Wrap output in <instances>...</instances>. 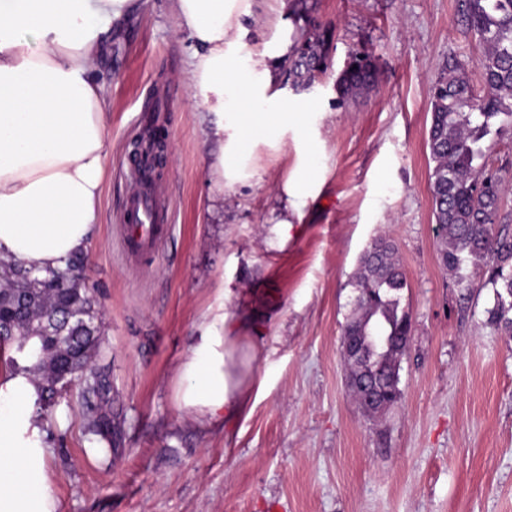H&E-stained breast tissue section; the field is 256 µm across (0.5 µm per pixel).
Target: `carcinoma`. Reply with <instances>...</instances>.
<instances>
[{"mask_svg": "<svg viewBox=\"0 0 512 512\" xmlns=\"http://www.w3.org/2000/svg\"><path fill=\"white\" fill-rule=\"evenodd\" d=\"M306 2H294L303 25L286 69L298 92L308 90L314 72L325 69L330 40L329 32L310 16ZM462 13L482 46L477 60L482 89L474 91L465 68L455 60L431 88L427 145L433 163L430 181L439 261L462 288L471 287L473 269H484L483 286L492 289L494 297L488 319L511 336L512 235L494 231L501 223L504 181L487 169L485 139L497 123L512 126V0H463ZM350 59L352 66L337 81L341 99L362 94L375 82L376 64L369 53L356 52ZM83 266L84 256L75 257L67 269L55 273L57 284L46 285L30 271L1 262L0 328L10 327L13 334L1 337L0 345L9 347L11 367L39 373V402L44 408L52 407L64 392L62 377L75 378L86 404L85 432L106 457L112 454L117 427L112 411L101 405L110 393V382L97 365L101 325L94 297L83 282ZM349 286L354 296L343 335L358 337L362 354L359 362L349 359L347 365L361 381L386 394L389 408L401 399L391 373L407 350L402 337L412 323L401 307L407 280L395 245L384 236L374 239L361 254ZM69 310L85 313L87 322L66 321ZM43 317L60 322L61 340L35 335ZM31 360L33 366L26 367Z\"/></svg>", "mask_w": 512, "mask_h": 512, "instance_id": "obj_1", "label": "carcinoma"}]
</instances>
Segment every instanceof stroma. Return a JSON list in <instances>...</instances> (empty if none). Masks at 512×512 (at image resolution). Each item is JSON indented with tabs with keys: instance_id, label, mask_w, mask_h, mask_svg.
Here are the masks:
<instances>
[{
	"instance_id": "1",
	"label": "stroma",
	"mask_w": 512,
	"mask_h": 512,
	"mask_svg": "<svg viewBox=\"0 0 512 512\" xmlns=\"http://www.w3.org/2000/svg\"><path fill=\"white\" fill-rule=\"evenodd\" d=\"M313 3L334 33L329 67L312 90L289 92L302 118L278 150L256 148L246 186L210 180L209 117L190 95L191 41L170 0H140L97 60L112 153L86 276L120 435L111 456L94 452L76 387L42 411L56 512H512V336L488 321L483 271L464 289L440 266L429 178L430 87L452 59L480 86L479 40L460 0ZM360 50L377 80L337 103L336 79ZM143 115L169 145L154 189L172 224L138 257L122 249L120 215ZM485 146L511 185L500 209L512 233V128ZM298 168L310 183L284 230L281 185ZM383 230L406 274L412 340L402 398L373 420L347 390L342 326L349 278ZM221 307L254 321L264 386L248 415L201 429L176 406L175 369Z\"/></svg>"
}]
</instances>
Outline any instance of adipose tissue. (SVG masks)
Returning <instances> with one entry per match:
<instances>
[{"mask_svg": "<svg viewBox=\"0 0 512 512\" xmlns=\"http://www.w3.org/2000/svg\"><path fill=\"white\" fill-rule=\"evenodd\" d=\"M255 34L257 0H171L195 49L191 95L209 113L217 185L252 178L248 142L276 143L293 114L281 79L296 42L291 0ZM137 0H0V260L46 277L87 254L101 220L109 102L95 62ZM265 113L252 122L254 113ZM235 314L205 317L177 365L175 401L202 428L251 410L256 343ZM39 378L0 370V512H55L48 443L35 412Z\"/></svg>", "mask_w": 512, "mask_h": 512, "instance_id": "ef3b65f1", "label": "adipose tissue"}]
</instances>
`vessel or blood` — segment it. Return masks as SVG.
Masks as SVG:
<instances>
[{
  "instance_id": "obj_1",
  "label": "vessel or blood",
  "mask_w": 512,
  "mask_h": 512,
  "mask_svg": "<svg viewBox=\"0 0 512 512\" xmlns=\"http://www.w3.org/2000/svg\"><path fill=\"white\" fill-rule=\"evenodd\" d=\"M122 222L128 227L124 248L130 254H150L164 236L169 224V208L153 192L140 183L127 197Z\"/></svg>"
}]
</instances>
